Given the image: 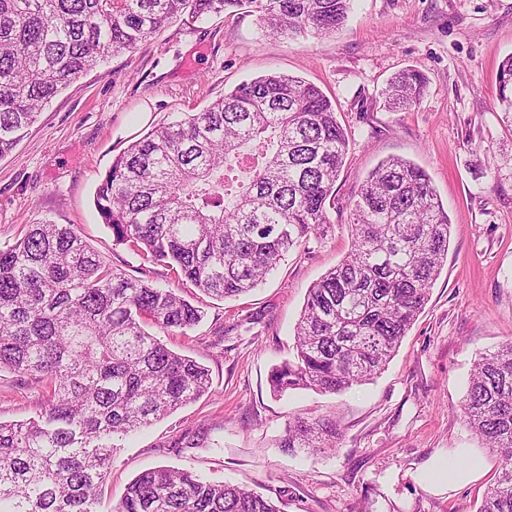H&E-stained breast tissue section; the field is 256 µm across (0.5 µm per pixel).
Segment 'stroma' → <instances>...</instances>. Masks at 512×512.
<instances>
[{
  "instance_id": "obj_1",
  "label": "stroma",
  "mask_w": 512,
  "mask_h": 512,
  "mask_svg": "<svg viewBox=\"0 0 512 512\" xmlns=\"http://www.w3.org/2000/svg\"><path fill=\"white\" fill-rule=\"evenodd\" d=\"M511 55L512 0H354L345 26L326 37L273 36L245 11L183 16L42 109L0 159V246L36 222L72 224L107 263L177 289L205 312L198 326L160 339L208 369V392L114 452L98 512L162 465L249 486L280 512H476L499 463L469 428L463 400L478 355L512 340V115L495 99ZM406 68L425 76V94L412 110L389 111L382 92ZM269 73L318 86L349 149L326 236L290 251L252 294L216 300L115 244L95 191L115 156L154 126ZM390 156L426 170L450 221L430 299L372 380L339 394L275 395L270 374L294 357L309 288L351 249L350 202ZM44 397L41 384L0 369V421L36 417ZM298 414L336 420L335 448H282ZM197 429L202 447H178ZM450 460L477 467L457 484L436 474Z\"/></svg>"
}]
</instances>
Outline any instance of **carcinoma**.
I'll use <instances>...</instances> for the list:
<instances>
[{"label":"carcinoma","instance_id":"1","mask_svg":"<svg viewBox=\"0 0 512 512\" xmlns=\"http://www.w3.org/2000/svg\"><path fill=\"white\" fill-rule=\"evenodd\" d=\"M351 2L0 0V159L59 93L177 17L247 7L270 34L329 36ZM425 89L424 76L406 69L383 95L403 110ZM496 100L512 112V55L499 68ZM348 145L321 90L269 74L132 142L101 179L95 205L116 243L211 297H239L324 234ZM351 215V251L309 289L294 360L272 370L277 394L341 393L381 373L447 258L448 214L427 172L408 160L372 170ZM203 317L173 289L106 264L72 224H32L0 248V368L48 389L37 416L0 422V512H94L114 449L209 388L204 366L147 327L184 330ZM463 412L501 461L477 512H512V341L474 361ZM338 436L333 419L297 416L281 447L333 448ZM112 512L280 510L246 487L157 467Z\"/></svg>","mask_w":512,"mask_h":512}]
</instances>
